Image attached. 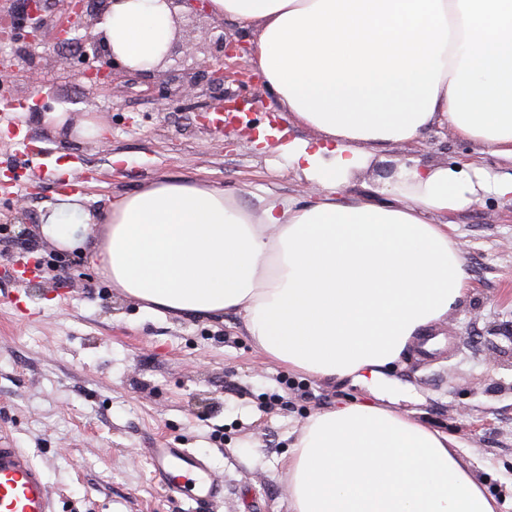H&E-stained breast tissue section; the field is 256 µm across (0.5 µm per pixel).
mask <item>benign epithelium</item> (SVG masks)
I'll return each instance as SVG.
<instances>
[{"label": "benign epithelium", "instance_id": "1", "mask_svg": "<svg viewBox=\"0 0 512 512\" xmlns=\"http://www.w3.org/2000/svg\"><path fill=\"white\" fill-rule=\"evenodd\" d=\"M14 0H0V39L14 43L18 41V31L27 28L36 35L46 23L45 0H23L21 11L11 7ZM63 7V18L55 26L56 44L68 39L75 40L81 52L92 55L95 65L82 72V77L95 90L114 85L127 76H142L141 70H133L112 54L103 36L94 34L95 27L103 20L111 0H59ZM168 4L188 5L194 14H204L211 23L203 27L200 34L183 39H174L165 55L181 52L186 56L203 55L201 69L181 78L172 75L158 85L160 96L179 108L197 113L198 120L207 123L210 102H223L224 83L235 78L238 85L248 87L254 78L248 70L224 72V58L240 55L239 41L224 34L214 35L224 23L212 17L207 11V0H165ZM20 80L36 88L40 84L38 72L30 67L27 58L21 53L0 57V83L7 85Z\"/></svg>", "mask_w": 512, "mask_h": 512}]
</instances>
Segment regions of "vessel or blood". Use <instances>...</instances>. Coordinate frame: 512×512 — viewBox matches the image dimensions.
<instances>
[{"instance_id":"obj_1","label":"vessel or blood","mask_w":512,"mask_h":512,"mask_svg":"<svg viewBox=\"0 0 512 512\" xmlns=\"http://www.w3.org/2000/svg\"><path fill=\"white\" fill-rule=\"evenodd\" d=\"M147 460L164 489L197 505L224 496V485L208 460L189 449L163 445L146 451ZM0 512H55L43 468L22 448L0 440Z\"/></svg>"}]
</instances>
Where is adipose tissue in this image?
Returning a JSON list of instances; mask_svg holds the SVG:
<instances>
[{
	"instance_id": "adipose-tissue-1",
	"label": "adipose tissue",
	"mask_w": 512,
	"mask_h": 512,
	"mask_svg": "<svg viewBox=\"0 0 512 512\" xmlns=\"http://www.w3.org/2000/svg\"><path fill=\"white\" fill-rule=\"evenodd\" d=\"M209 7L255 28L250 61L280 111L318 132L283 147L316 198L256 210L206 183L158 179L94 215L60 197L41 234L72 248L102 225L94 254L125 297L155 312L236 316L269 361L370 392L302 425L285 474L291 512H497L454 438L381 398L387 371L471 297L441 216L512 197V173L403 167L377 199L338 197L377 148L444 124L512 159V0ZM98 30L125 65L149 70L176 23L166 0H112Z\"/></svg>"
}]
</instances>
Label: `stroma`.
Returning <instances> with one entry per match:
<instances>
[{
	"label": "stroma",
	"mask_w": 512,
	"mask_h": 512,
	"mask_svg": "<svg viewBox=\"0 0 512 512\" xmlns=\"http://www.w3.org/2000/svg\"><path fill=\"white\" fill-rule=\"evenodd\" d=\"M62 15L50 0L30 51L40 89L11 85L17 107L0 111V436L31 452L57 512H193L167 495L143 449L168 442L209 460L224 496L206 512H290L285 472L306 419L366 389L288 372L267 360L230 316L150 313L112 287L87 248L63 250L39 231L57 195H77L89 212L168 178L207 183L259 209L312 200L282 147L314 130L281 118L272 95L249 98L255 128L274 125L260 145L202 126L169 106L146 81L90 89L73 51L58 47ZM77 125L94 117L102 139L58 131L47 111ZM27 148L17 147L15 132ZM347 197L371 196L401 166L479 162L512 172V160L436 127L418 144L379 149ZM122 156L113 164V156ZM473 296L434 333L433 364L411 353L390 372L394 409L452 436L499 512H512V201L493 195L448 213Z\"/></svg>",
	"instance_id": "obj_1"
}]
</instances>
